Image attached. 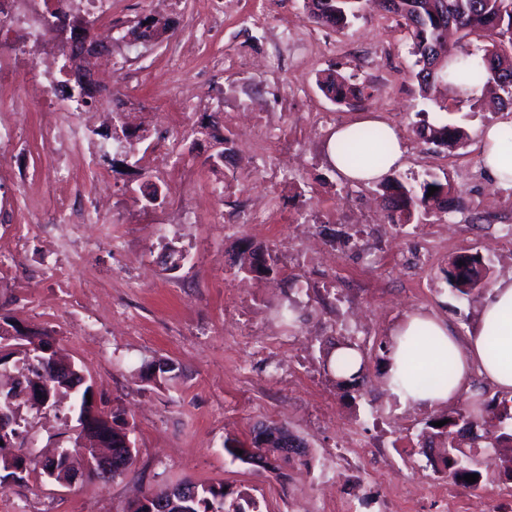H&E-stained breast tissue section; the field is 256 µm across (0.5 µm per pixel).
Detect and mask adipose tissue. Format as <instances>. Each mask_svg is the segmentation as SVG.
<instances>
[{
	"instance_id": "1",
	"label": "adipose tissue",
	"mask_w": 512,
	"mask_h": 512,
	"mask_svg": "<svg viewBox=\"0 0 512 512\" xmlns=\"http://www.w3.org/2000/svg\"><path fill=\"white\" fill-rule=\"evenodd\" d=\"M382 130L389 143L382 164L355 168L330 152V162L343 179L368 184L401 165L403 143L390 125ZM479 144L481 163L492 183L512 187V126L483 127ZM391 336L383 380L402 404L433 409L466 398L476 375L512 396V277L501 278L488 289L477 323L466 335H459L452 320L415 311L395 325ZM416 368L427 373L448 370L452 376L445 385L426 384L413 377Z\"/></svg>"
}]
</instances>
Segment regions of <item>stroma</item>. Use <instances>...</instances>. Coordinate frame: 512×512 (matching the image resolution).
<instances>
[{"mask_svg": "<svg viewBox=\"0 0 512 512\" xmlns=\"http://www.w3.org/2000/svg\"><path fill=\"white\" fill-rule=\"evenodd\" d=\"M211 8L210 0H116L112 54L131 59L136 76L126 91L159 104L180 53L179 88L200 99L185 120L209 133L186 140L143 114L127 116L140 163L112 171L103 186L112 209L102 222L63 233L51 224L58 197L83 210L74 187L86 173L58 181L47 114L13 112L10 94L0 95V123L13 129L0 149V321L49 332L93 382L97 409L121 410L134 423L137 450L110 481L82 476L63 486L31 471L0 489V512H124L143 493L184 478L249 493L260 512H312L316 499L357 493L355 468L336 461L353 436L386 463L385 484L360 512H374L375 499L396 487L417 512H433L437 477L420 433L435 412L385 389L389 331L415 310L449 314L462 331L476 322L481 294L459 296L444 280L459 253L482 255L491 280L512 274V251L499 248L512 227V188L486 179L476 139L480 126L512 112L449 101L448 122L466 132L464 145L423 142L418 114L436 106L418 95L410 39L392 16L369 7L336 32L316 24L304 0H224L214 19ZM150 14L167 17L173 38L129 45V32ZM336 73L363 91L364 110L323 95L319 80ZM366 111L403 140L406 160L395 176L448 178L452 213L392 224L379 184L336 175L327 151L334 125L310 117L330 114L343 125ZM224 139V164L211 169L207 160ZM161 152L173 166L159 174L163 202L147 208L140 187ZM224 178L230 193L207 192ZM265 195L278 199V213L250 223L248 202ZM246 242L269 249L273 273H238L233 256ZM168 243L185 254L172 271ZM288 303L292 324L279 315ZM347 338L364 352L366 378L340 387L321 352ZM166 359L178 363L176 379L161 387L143 379L142 365ZM23 414L13 453L35 460L63 444L67 404ZM261 423L288 426L307 446L305 462L273 471L232 460L229 448L249 442Z\"/></svg>", "mask_w": 512, "mask_h": 512, "instance_id": "obj_1", "label": "stroma"}]
</instances>
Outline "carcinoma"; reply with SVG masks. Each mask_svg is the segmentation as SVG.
Masks as SVG:
<instances>
[{
	"instance_id": "1",
	"label": "carcinoma",
	"mask_w": 512,
	"mask_h": 512,
	"mask_svg": "<svg viewBox=\"0 0 512 512\" xmlns=\"http://www.w3.org/2000/svg\"><path fill=\"white\" fill-rule=\"evenodd\" d=\"M360 0H306L311 17L319 24L341 31L357 17V4ZM379 10L398 18L410 35V54L415 57L418 67L415 78L423 98L438 84L453 94L452 100L477 101L480 88L493 87L502 93L500 103L512 106V0H374ZM476 34L484 37L487 44L481 59L474 58L468 48V37ZM320 88L324 95L335 103H345L357 98L362 91L346 83L340 75H330L323 79ZM417 135L426 143L446 146H461L466 133L459 127L445 123L422 120ZM388 148L383 131L378 127H360L351 139L337 145V151L346 164L356 167L370 161L378 164L383 161ZM438 188L428 195V187ZM388 217L394 224L409 222L416 214L451 211V187L437 177L425 180L419 185L407 184L395 177L385 178L381 183ZM468 262V273H458L459 262ZM241 272L255 273L260 270L270 272L274 259L260 247L247 248L240 252L237 261ZM445 281L457 293L469 296L488 284V267L477 253H463L448 262ZM46 333L26 339L28 344L38 345L40 352L31 357H19L23 368L31 376L16 380L15 385L6 389L0 385V407L11 411L15 420L12 431L23 433L26 419L20 412L18 396L32 389L44 403L55 404L56 397L73 394L79 408L92 413L93 405L87 404V395L93 394L91 385L81 383V377L67 370L66 362L59 351L52 349L45 339ZM333 350L324 354V369L342 373L336 378L341 385L362 377L365 363L349 373L354 359L346 354L336 359L331 366ZM349 376H344V373ZM471 411L477 423L488 427L484 435L469 437L457 428V417H449L447 424L437 427L426 423L421 434L422 440L439 451L428 457L435 468H443L453 473L462 485L477 487L463 476L475 474L477 470L469 465V455L464 448L484 450L487 448H509L512 446V399L494 396L489 400H474ZM112 427L101 430V426H86L84 438L90 441L112 442V447L132 439L133 429L116 410L110 415ZM282 429L276 426H260L254 430L251 445L260 449L266 459L263 468L277 470L276 461L285 464L293 456L284 452ZM0 445V488L11 480H24L20 468L25 463L21 456L13 457L14 469L6 466L7 456L1 454ZM193 493L189 495L186 508L189 512H259L258 502L250 495L239 492L236 497L224 490V486H204L189 482Z\"/></svg>"
}]
</instances>
